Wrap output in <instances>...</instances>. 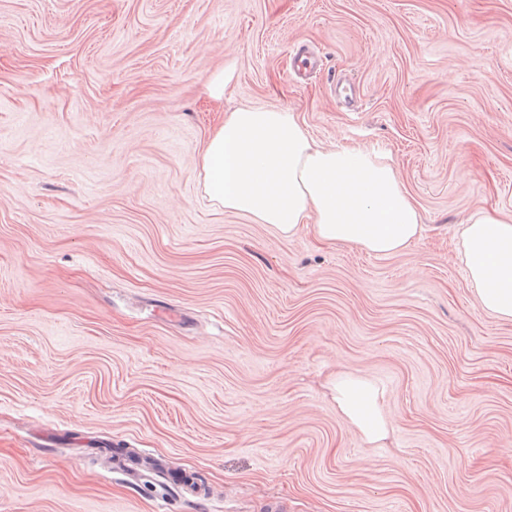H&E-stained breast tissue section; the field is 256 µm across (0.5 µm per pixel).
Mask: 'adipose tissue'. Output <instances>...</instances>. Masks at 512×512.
<instances>
[{
    "mask_svg": "<svg viewBox=\"0 0 512 512\" xmlns=\"http://www.w3.org/2000/svg\"><path fill=\"white\" fill-rule=\"evenodd\" d=\"M210 205L248 216L277 235L312 230L379 256L400 252L421 232L420 214L393 163L363 148H326L285 108L244 105L229 113L200 154ZM467 282L488 314L512 320V218L472 214L461 232ZM333 391L345 420L372 444L392 425L382 389L338 375Z\"/></svg>",
    "mask_w": 512,
    "mask_h": 512,
    "instance_id": "1",
    "label": "adipose tissue"
}]
</instances>
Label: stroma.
I'll return each mask as SVG.
<instances>
[{"label":"stroma","mask_w":512,"mask_h":512,"mask_svg":"<svg viewBox=\"0 0 512 512\" xmlns=\"http://www.w3.org/2000/svg\"><path fill=\"white\" fill-rule=\"evenodd\" d=\"M244 104L390 158L420 236L375 256L211 208L199 152ZM479 211L512 216V0H0V512H159L111 448L209 489L170 512H512ZM341 371L383 388L381 445ZM336 405L345 420L372 444L388 438L392 425L382 413L383 390L366 377L344 373L333 384Z\"/></svg>","instance_id":"1"}]
</instances>
